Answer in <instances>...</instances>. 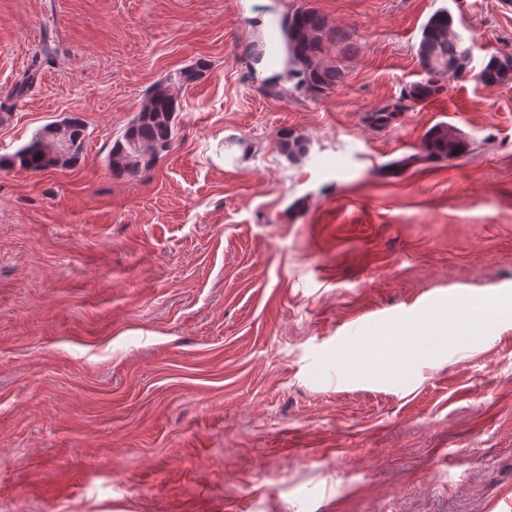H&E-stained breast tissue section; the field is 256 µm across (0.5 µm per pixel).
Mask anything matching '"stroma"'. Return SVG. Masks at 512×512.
Returning a JSON list of instances; mask_svg holds the SVG:
<instances>
[{"label": "stroma", "instance_id": "1", "mask_svg": "<svg viewBox=\"0 0 512 512\" xmlns=\"http://www.w3.org/2000/svg\"><path fill=\"white\" fill-rule=\"evenodd\" d=\"M309 7L354 47L333 92L251 58ZM443 8L465 78L371 125ZM494 54L512 0H0V156L85 126L76 163L0 168V512H512V320L383 373L392 337L512 292ZM199 58L173 151L112 175L149 92ZM443 122L462 154L386 173Z\"/></svg>", "mask_w": 512, "mask_h": 512}]
</instances>
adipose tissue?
I'll use <instances>...</instances> for the list:
<instances>
[{"instance_id": "1", "label": "adipose tissue", "mask_w": 512, "mask_h": 512, "mask_svg": "<svg viewBox=\"0 0 512 512\" xmlns=\"http://www.w3.org/2000/svg\"><path fill=\"white\" fill-rule=\"evenodd\" d=\"M512 315V303L497 299L487 300L480 306L464 308L459 313L441 317L422 336L400 343L390 374L402 376L417 362L438 356L453 336L461 331H480L484 322Z\"/></svg>"}]
</instances>
